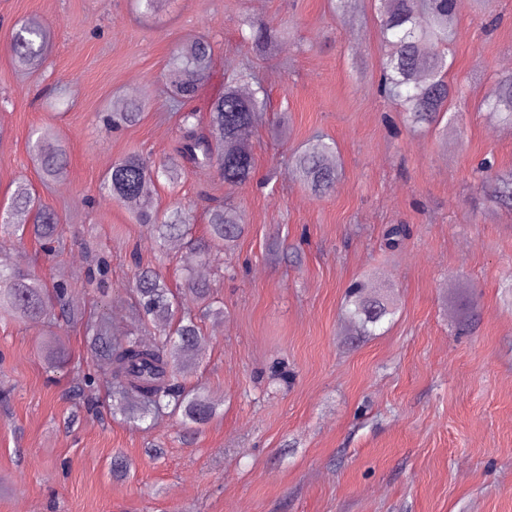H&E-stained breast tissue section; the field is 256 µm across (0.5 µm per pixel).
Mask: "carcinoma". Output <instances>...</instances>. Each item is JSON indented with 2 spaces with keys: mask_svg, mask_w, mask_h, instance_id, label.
I'll list each match as a JSON object with an SVG mask.
<instances>
[{
  "mask_svg": "<svg viewBox=\"0 0 512 512\" xmlns=\"http://www.w3.org/2000/svg\"><path fill=\"white\" fill-rule=\"evenodd\" d=\"M455 10L456 0H385L379 6V36L388 51L381 63L377 93L399 103L407 124L417 130L440 128L445 134L457 126L456 115H447L448 100L455 93L448 85L446 54L454 37ZM238 31L241 43L259 53L275 51L285 35L277 27L249 18ZM51 43V28L38 18L29 19L11 34L15 66L38 68ZM213 56L214 46L206 37L195 38L172 54L165 80L180 128L173 156L156 162L142 154H127L112 164L100 187L102 194L134 205L135 222L154 246L186 239L206 261L212 251L231 247L245 234L242 213L228 202L210 206L205 238L197 241L191 210L179 204L159 210L154 203L156 188L162 180L174 186L191 172L211 168L220 171L229 190L250 183L256 166L245 132L267 108L263 87L245 93L242 80L232 78L224 81V92L211 102L207 121L195 112L182 111L208 79ZM483 105L501 124L512 128V73L499 79L498 93ZM143 107L140 99L116 100L107 122L117 128L132 126L140 121ZM31 149L43 181L63 176L67 153L51 129L34 130ZM335 152L333 140L316 135L294 151L288 163L299 182L312 194L323 196L333 190L340 176V165L333 162ZM491 169L488 162L482 167L487 195L501 206L512 207V172L492 175ZM65 229L27 182L15 183L11 203L3 210L1 238L21 244L31 237L45 255L53 256V244L63 243ZM66 295V285L56 282L47 287L39 274L15 265L0 250V316L33 327L47 323L50 337L45 342V358L50 368L57 367L64 356L62 325L78 320ZM133 295L139 312L154 328L153 341L146 342L135 332L113 330L103 317L86 326L95 358L109 366L105 384L112 393L113 411L130 423L163 413L179 417L189 427L206 424L219 413V405L202 388L186 386L180 374L203 342L202 320L221 315L212 309L209 281L190 271L183 287L173 290L162 274L140 267L134 276ZM345 306L351 324L365 334L396 309L389 298L370 296L361 280L347 288Z\"/></svg>",
  "mask_w": 512,
  "mask_h": 512,
  "instance_id": "cac0c4a2",
  "label": "carcinoma"
}]
</instances>
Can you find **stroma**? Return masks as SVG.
<instances>
[{
  "mask_svg": "<svg viewBox=\"0 0 512 512\" xmlns=\"http://www.w3.org/2000/svg\"><path fill=\"white\" fill-rule=\"evenodd\" d=\"M33 17L53 42L39 70L22 72L7 34ZM245 18L286 29L275 56L240 43ZM352 18L333 17L329 0H170L152 18L132 0H0V207L23 179L69 226L50 261L33 241L5 243L13 262L65 280L85 315L107 313L148 339L152 326L132 309L136 266L173 285L197 270L224 307L205 320L186 379L220 413L192 435L166 414L147 429L112 419L103 388L94 410L75 399L92 359L82 323L67 327L68 359L50 371L38 328L0 318V388L11 391L0 403V512H512V209L486 198L477 172L489 157L512 169V129L483 105L512 59V0H457L448 80L459 122L445 137L409 131L377 95L374 0H358ZM198 36L215 53L191 110L207 116L240 72L270 93L248 133L253 182L230 194L211 169L155 195L161 210L199 211L210 196L242 211L246 234L207 266L180 241L155 249L131 206L99 192L118 158L172 153L164 73L171 51ZM118 97L145 108L115 132L100 116ZM39 127L66 147L63 180L38 175L29 137ZM316 134L335 140L342 167L323 197L288 165ZM393 224L410 236L391 251ZM102 254L110 273L94 288ZM358 278L398 306L375 336L356 335L342 314ZM465 298L476 323L458 336ZM278 361L295 372L291 385L269 380ZM118 457L132 465L126 476L112 473Z\"/></svg>",
  "mask_w": 512,
  "mask_h": 512,
  "instance_id": "1",
  "label": "stroma"
}]
</instances>
